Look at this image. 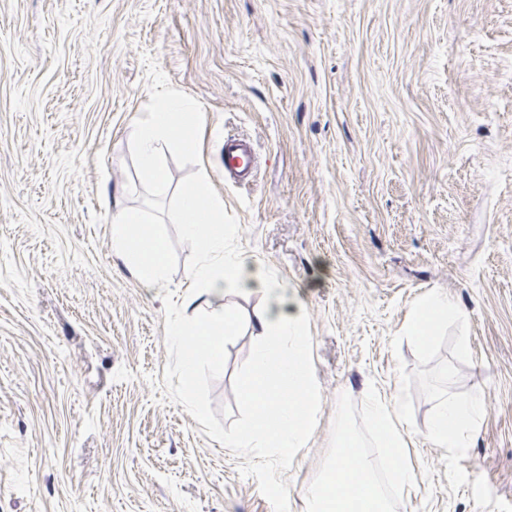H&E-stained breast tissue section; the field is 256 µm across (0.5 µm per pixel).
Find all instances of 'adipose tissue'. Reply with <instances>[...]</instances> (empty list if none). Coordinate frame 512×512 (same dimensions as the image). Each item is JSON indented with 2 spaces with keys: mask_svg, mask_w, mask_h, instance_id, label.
Returning <instances> with one entry per match:
<instances>
[{
  "mask_svg": "<svg viewBox=\"0 0 512 512\" xmlns=\"http://www.w3.org/2000/svg\"><path fill=\"white\" fill-rule=\"evenodd\" d=\"M171 218L182 226L187 238L202 247L199 263L187 275L189 288L183 304L207 307L203 318L184 320L172 327L170 335L180 352L203 353L213 359L220 356L226 340L236 334L239 320L237 311L222 302L227 290L270 297L251 322L253 333L264 339L242 381V394L252 413L231 440L238 448H264L278 456L288 455L305 444L315 409L301 310L275 293L276 283L262 264L240 252H225L224 203L212 193L208 171H200L181 189L179 205ZM448 325L456 327L459 347H466V313L448 294L432 291L412 307L404 331L425 345ZM365 399L380 441L399 462L400 488L411 487L414 474L401 465L408 446L400 427L401 406L370 392ZM482 409L480 394L448 396L428 425V438L436 447L452 451L468 447ZM336 434V457L321 483L311 491L315 512H388L374 462L361 440L342 423Z\"/></svg>",
  "mask_w": 512,
  "mask_h": 512,
  "instance_id": "ef3b65f1",
  "label": "adipose tissue"
}]
</instances>
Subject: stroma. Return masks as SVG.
Instances as JSON below:
<instances>
[{"mask_svg":"<svg viewBox=\"0 0 512 512\" xmlns=\"http://www.w3.org/2000/svg\"><path fill=\"white\" fill-rule=\"evenodd\" d=\"M148 56L203 106L231 247L310 316L321 406L289 512H311L341 419L391 512H512V0H0V512H273L169 401L162 292L112 250L113 209L141 204ZM234 137L256 155L243 184ZM168 231L180 298L201 247ZM432 289L466 312L467 351L452 326L405 335ZM255 340L212 385L223 427ZM371 389L403 407L408 490ZM476 391L468 447H435L438 402ZM254 168V159L250 147L240 140L224 141V176L238 180L247 179Z\"/></svg>","mask_w":512,"mask_h":512,"instance_id":"35a3bbf8","label":"stroma"}]
</instances>
